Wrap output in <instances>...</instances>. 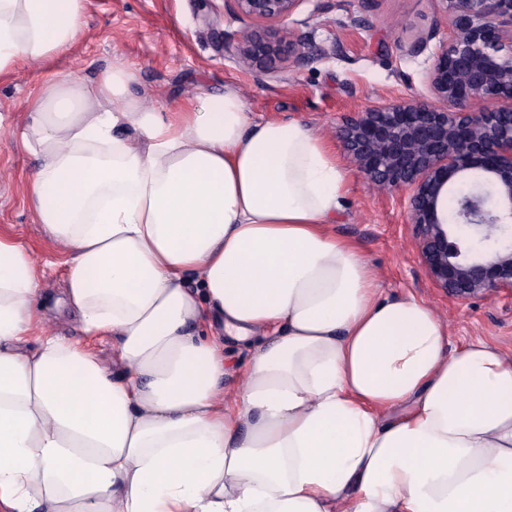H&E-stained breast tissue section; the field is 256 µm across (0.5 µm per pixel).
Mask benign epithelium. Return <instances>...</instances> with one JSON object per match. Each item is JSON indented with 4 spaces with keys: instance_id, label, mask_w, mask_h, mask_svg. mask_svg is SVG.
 <instances>
[{
    "instance_id": "1",
    "label": "benign epithelium",
    "mask_w": 512,
    "mask_h": 512,
    "mask_svg": "<svg viewBox=\"0 0 512 512\" xmlns=\"http://www.w3.org/2000/svg\"><path fill=\"white\" fill-rule=\"evenodd\" d=\"M303 0H225L246 27L224 38V52L256 78L310 60L307 44L287 21ZM450 39L429 73L433 101L397 98L345 119L346 155L383 195L408 199L413 245L434 287L465 301L476 295L512 296V244L491 253L512 231V53L502 42L512 30V0H450ZM464 183L492 191L448 200Z\"/></svg>"
}]
</instances>
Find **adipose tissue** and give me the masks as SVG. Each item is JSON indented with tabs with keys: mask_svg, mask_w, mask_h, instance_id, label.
<instances>
[{
	"mask_svg": "<svg viewBox=\"0 0 512 512\" xmlns=\"http://www.w3.org/2000/svg\"><path fill=\"white\" fill-rule=\"evenodd\" d=\"M87 0H0V78L67 54ZM133 70L47 78L18 129L66 303L117 359L38 330L0 235V512H512V354L383 297L331 230L349 177L231 87L170 112ZM253 344L224 391L225 338Z\"/></svg>",
	"mask_w": 512,
	"mask_h": 512,
	"instance_id": "obj_1",
	"label": "adipose tissue"
}]
</instances>
